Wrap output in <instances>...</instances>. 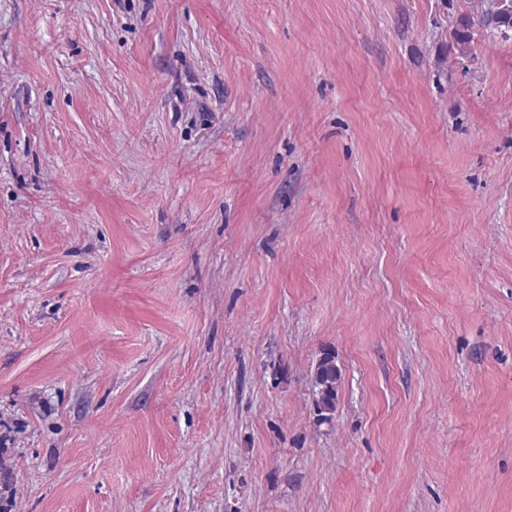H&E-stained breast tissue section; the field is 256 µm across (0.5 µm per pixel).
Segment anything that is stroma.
I'll return each mask as SVG.
<instances>
[{
  "instance_id": "35a3bbf8",
  "label": "stroma",
  "mask_w": 512,
  "mask_h": 512,
  "mask_svg": "<svg viewBox=\"0 0 512 512\" xmlns=\"http://www.w3.org/2000/svg\"><path fill=\"white\" fill-rule=\"evenodd\" d=\"M0 512H512V39L0 0ZM316 393L314 402L318 424L329 423L336 409L337 392L341 382V370L334 353L323 352L314 366L312 374Z\"/></svg>"
}]
</instances>
